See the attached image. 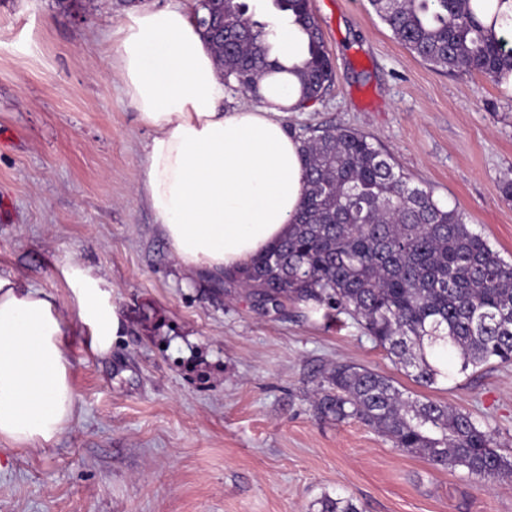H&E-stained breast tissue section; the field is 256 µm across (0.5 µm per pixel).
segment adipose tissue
Returning <instances> with one entry per match:
<instances>
[{"mask_svg":"<svg viewBox=\"0 0 512 512\" xmlns=\"http://www.w3.org/2000/svg\"><path fill=\"white\" fill-rule=\"evenodd\" d=\"M124 93L154 130L138 191L182 264L224 272L281 239L301 205L300 142L281 115L295 107L293 76L266 81L259 107L224 109L213 54L177 4L130 12L118 30ZM77 317L108 349L120 328L102 281L74 269ZM53 296L0 276V439L52 442L76 396Z\"/></svg>","mask_w":512,"mask_h":512,"instance_id":"ef3b65f1","label":"adipose tissue"}]
</instances>
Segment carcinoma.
I'll return each mask as SVG.
<instances>
[{
  "instance_id": "carcinoma-1",
  "label": "carcinoma",
  "mask_w": 512,
  "mask_h": 512,
  "mask_svg": "<svg viewBox=\"0 0 512 512\" xmlns=\"http://www.w3.org/2000/svg\"><path fill=\"white\" fill-rule=\"evenodd\" d=\"M505 0H370L393 36L437 70L475 72L499 83L512 73V47L495 27L512 29ZM303 48L292 65L273 54L274 28L248 15L245 0H197L200 28L236 91L261 99V82L293 74L300 101L317 99L335 72L311 0H274ZM306 173L301 210L285 238L246 267L224 272V288H244L266 308L306 304L332 319L348 313L423 386L448 377L427 359H457L466 372L512 362V262L474 232L464 211L411 182L388 151L353 128L308 129L300 137ZM317 413L356 419L394 447L435 467L462 468L479 480L512 481V460L469 413L419 399L373 369L336 363ZM319 512H360L351 500H320Z\"/></svg>"
}]
</instances>
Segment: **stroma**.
I'll return each instance as SVG.
<instances>
[{
    "instance_id": "1",
    "label": "stroma",
    "mask_w": 512,
    "mask_h": 512,
    "mask_svg": "<svg viewBox=\"0 0 512 512\" xmlns=\"http://www.w3.org/2000/svg\"><path fill=\"white\" fill-rule=\"evenodd\" d=\"M168 2L0 0V274L55 298L76 393L53 442L0 440V512H317L325 495L361 512H512V485L315 410L330 368L355 362L470 413L512 458V363L422 387L351 316L263 310L180 262L137 190L153 131L106 54L128 13ZM312 7L336 78L286 129L368 134L512 261V91L414 57L368 0ZM75 266L109 285L108 352L77 318Z\"/></svg>"
}]
</instances>
